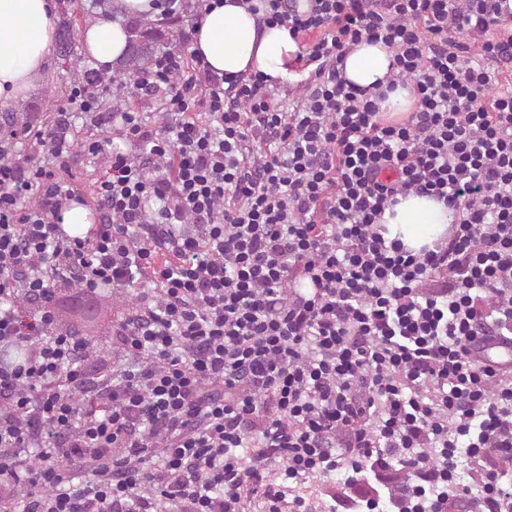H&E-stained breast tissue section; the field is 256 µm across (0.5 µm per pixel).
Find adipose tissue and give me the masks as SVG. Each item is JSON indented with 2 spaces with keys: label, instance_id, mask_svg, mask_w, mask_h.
<instances>
[{
  "label": "adipose tissue",
  "instance_id": "ef3b65f1",
  "mask_svg": "<svg viewBox=\"0 0 512 512\" xmlns=\"http://www.w3.org/2000/svg\"><path fill=\"white\" fill-rule=\"evenodd\" d=\"M56 0H0V109L10 108L44 76L56 46ZM86 55L103 70L126 49L120 23L98 20L81 32ZM191 49L217 76L261 72L287 79L297 50L287 27L265 24L246 0H220L193 27ZM391 49L360 44L344 59V76L365 88L391 75ZM382 223L388 238L418 251L443 237L451 223L448 208L434 198L409 194L387 209Z\"/></svg>",
  "mask_w": 512,
  "mask_h": 512
}]
</instances>
